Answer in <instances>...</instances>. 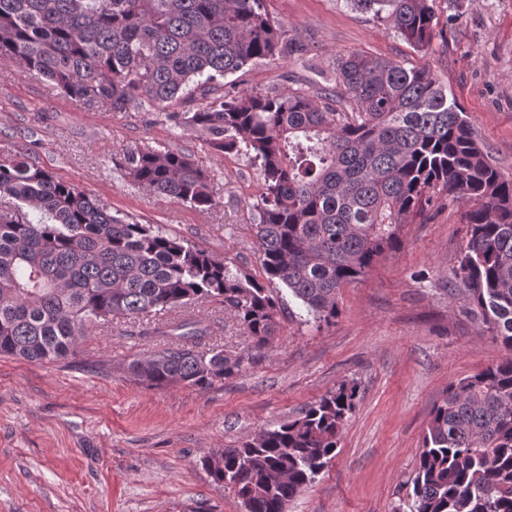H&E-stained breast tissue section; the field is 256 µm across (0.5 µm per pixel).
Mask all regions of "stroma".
<instances>
[{
    "instance_id": "35a3bbf8",
    "label": "stroma",
    "mask_w": 512,
    "mask_h": 512,
    "mask_svg": "<svg viewBox=\"0 0 512 512\" xmlns=\"http://www.w3.org/2000/svg\"><path fill=\"white\" fill-rule=\"evenodd\" d=\"M296 49L256 60L227 80L243 92L333 83L354 51L426 67L448 85L499 170L512 177V0H446L436 8L445 52L414 50L373 13L346 0H265ZM148 106L124 112L65 97L0 59V154L31 153L112 214L156 224L263 278L252 228L260 194L247 157L210 153L191 129ZM168 148L214 174L218 206L202 213L130 184L126 149ZM410 214L400 246L362 281L341 289L334 324L298 320L288 300L269 345L224 381L199 389L154 387L128 364L148 358L138 319L95 326L66 362L0 356V512H245L202 460L288 422L344 380L360 401L335 458L286 512H392L413 477L434 405L450 383L496 365L507 351L449 282L465 241L464 201L441 189Z\"/></svg>"
}]
</instances>
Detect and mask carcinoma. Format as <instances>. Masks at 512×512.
Listing matches in <instances>:
<instances>
[{
	"label": "carcinoma",
	"mask_w": 512,
	"mask_h": 512,
	"mask_svg": "<svg viewBox=\"0 0 512 512\" xmlns=\"http://www.w3.org/2000/svg\"><path fill=\"white\" fill-rule=\"evenodd\" d=\"M384 17L419 52L433 50L436 0H348ZM288 30L263 0H0V59L65 96L124 112L204 103L165 118L197 129L215 154L257 166L253 204L262 283L231 262L111 213L26 152L0 155V356L65 361L95 325L147 317L142 340L164 343L130 374L151 386L206 388L253 355L202 347L229 310L265 348L288 290L305 322L332 324L342 288L398 241L405 217L441 187L468 204L452 284L512 351V179L476 139L466 113L431 70L354 52L336 84L308 92L224 91V78L288 50ZM124 175L201 212L216 207L214 176L188 155L126 152ZM187 309L175 321L152 322ZM353 380L273 429L203 460L245 512H285L336 456L354 412ZM412 489L393 512H512V358L448 385L431 413Z\"/></svg>",
	"instance_id": "cac0c4a2"
}]
</instances>
